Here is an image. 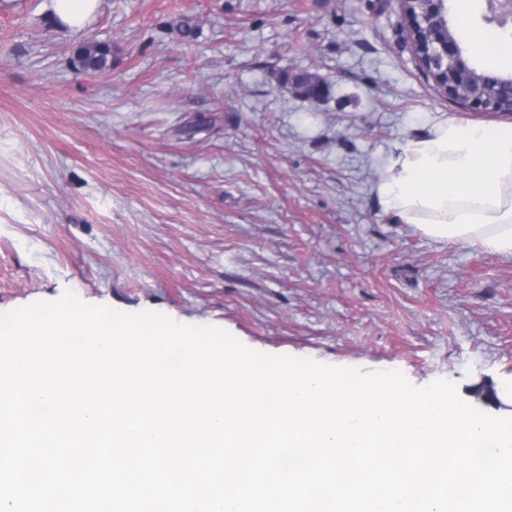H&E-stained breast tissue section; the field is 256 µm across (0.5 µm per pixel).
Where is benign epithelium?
I'll use <instances>...</instances> for the list:
<instances>
[{
	"label": "benign epithelium",
	"instance_id": "7a95c632",
	"mask_svg": "<svg viewBox=\"0 0 512 512\" xmlns=\"http://www.w3.org/2000/svg\"><path fill=\"white\" fill-rule=\"evenodd\" d=\"M414 0H400L406 20V36L416 59L430 75L437 89L450 97L462 75L473 74L474 68L463 55L460 42L448 21V0H423V9H413ZM488 22L501 26L512 20V0H487ZM502 89L507 98L488 94L478 88L468 95L465 106L479 112H499L504 102L512 103V79Z\"/></svg>",
	"mask_w": 512,
	"mask_h": 512
}]
</instances>
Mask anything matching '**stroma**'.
Wrapping results in <instances>:
<instances>
[{
  "label": "stroma",
  "mask_w": 512,
  "mask_h": 512,
  "mask_svg": "<svg viewBox=\"0 0 512 512\" xmlns=\"http://www.w3.org/2000/svg\"><path fill=\"white\" fill-rule=\"evenodd\" d=\"M404 26L397 0H99L80 29L0 0V312L70 292L467 402L511 381L512 259L395 223L373 190L408 128L479 116ZM91 39L112 47L95 76ZM301 72L320 101L281 88ZM76 60L80 69L88 75L105 72L112 65V47L100 41L82 43L77 50Z\"/></svg>",
  "instance_id": "stroma-1"
}]
</instances>
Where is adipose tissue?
I'll return each mask as SVG.
<instances>
[{
	"label": "adipose tissue",
	"instance_id": "adipose-tissue-1",
	"mask_svg": "<svg viewBox=\"0 0 512 512\" xmlns=\"http://www.w3.org/2000/svg\"><path fill=\"white\" fill-rule=\"evenodd\" d=\"M474 0H454L458 32L489 69L512 65V44L476 28ZM374 191L383 212L440 243L512 257V120L434 116L398 140Z\"/></svg>",
	"mask_w": 512,
	"mask_h": 512
}]
</instances>
